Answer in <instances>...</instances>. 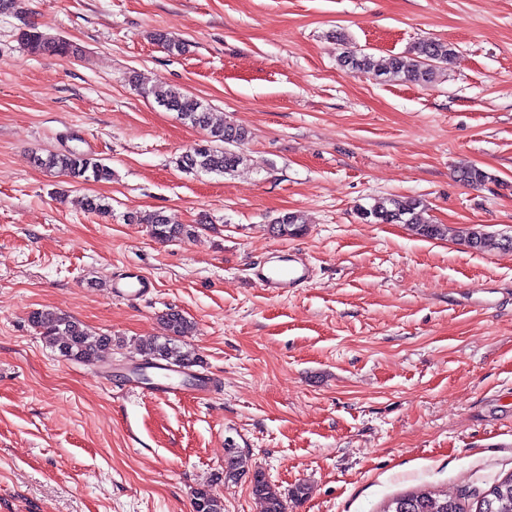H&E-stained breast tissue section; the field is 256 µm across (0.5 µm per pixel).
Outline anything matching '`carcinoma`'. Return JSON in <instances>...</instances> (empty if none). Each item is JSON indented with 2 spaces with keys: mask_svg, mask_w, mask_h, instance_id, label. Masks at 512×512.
<instances>
[{
  "mask_svg": "<svg viewBox=\"0 0 512 512\" xmlns=\"http://www.w3.org/2000/svg\"><path fill=\"white\" fill-rule=\"evenodd\" d=\"M21 44L32 54L47 56H70L81 53L73 43L50 37L35 27H29L19 34ZM153 40L168 53L182 55L188 44L169 37L162 31L153 35ZM413 58L406 61L393 57L382 63L374 56L361 52L338 58L340 65L351 71L387 76L427 86L437 81L441 71L448 66L453 50L449 44L439 40H422L412 48ZM133 87L139 93L153 98L154 102L167 112H174L185 124L206 132L205 143L182 153L176 163L187 173L229 174L246 160L241 146L250 136L247 128L237 124L214 125L210 121L208 104L178 88L164 82L151 84L136 77ZM36 166L56 174L85 182L112 180V169L91 155L77 149L51 153L34 159ZM458 181L478 188L494 180L492 174L472 164L462 165L456 170ZM424 204L412 197L382 198L370 207H362V219L373 224H410L416 234L438 239L448 232L443 224H434L421 218ZM129 224H146L152 236L161 242H170L192 236L190 225L173 224L160 211L130 213L126 216ZM272 231L282 238H296L304 234L305 221L298 212H285L276 217ZM464 241L475 251L495 247L512 251V236L492 239L483 229L469 226L461 230ZM33 326L45 343L59 351L68 360L90 363L105 349L112 348V337L92 333L77 318L53 310H37L30 315ZM166 336L153 337L140 344L143 356L163 360L172 365L192 366L197 362L191 352L184 349L181 338L190 333L191 325L179 312L172 310L164 317ZM252 491L264 503V512H288L287 502L270 486L259 472L255 473ZM193 512H224V502L210 488L201 487L195 491ZM383 512H512V474L491 484L478 493L475 507L468 508L460 497L423 490L392 498Z\"/></svg>",
  "mask_w": 512,
  "mask_h": 512,
  "instance_id": "obj_1",
  "label": "carcinoma"
}]
</instances>
